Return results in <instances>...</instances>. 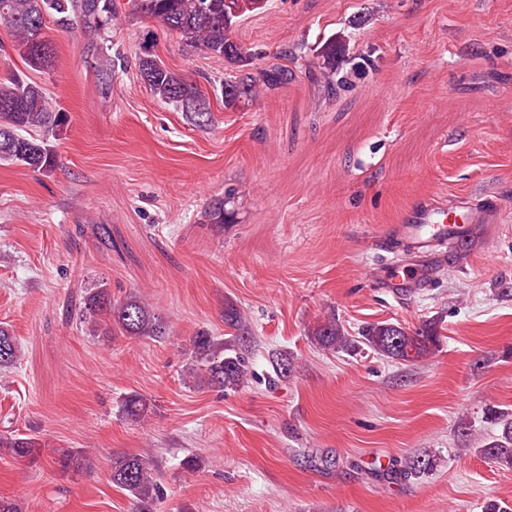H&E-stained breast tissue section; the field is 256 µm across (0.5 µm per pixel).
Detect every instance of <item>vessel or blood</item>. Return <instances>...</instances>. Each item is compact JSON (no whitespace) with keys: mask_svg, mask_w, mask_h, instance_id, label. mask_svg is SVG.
I'll return each mask as SVG.
<instances>
[{"mask_svg":"<svg viewBox=\"0 0 512 512\" xmlns=\"http://www.w3.org/2000/svg\"><path fill=\"white\" fill-rule=\"evenodd\" d=\"M492 216L491 209L472 206L462 198L447 203L421 199L395 227L412 261L395 267L390 284L410 286L423 280L426 271L418 267V259L439 264L446 261L449 253L467 250L475 230L489 224Z\"/></svg>","mask_w":512,"mask_h":512,"instance_id":"b4317fda","label":"vessel or blood"}]
</instances>
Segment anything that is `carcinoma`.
I'll return each mask as SVG.
<instances>
[{
  "label": "carcinoma",
  "mask_w": 512,
  "mask_h": 512,
  "mask_svg": "<svg viewBox=\"0 0 512 512\" xmlns=\"http://www.w3.org/2000/svg\"><path fill=\"white\" fill-rule=\"evenodd\" d=\"M252 0H128L130 8L162 22L186 42L224 58L235 73L224 84L231 90L222 91L224 107L236 108L244 102L273 91L293 77V71L275 66L254 75L249 72L254 53L232 40L228 32L246 11ZM118 13L115 0H0V20L12 35V47L27 68L39 71L49 67L54 46L47 40L45 29L50 18L66 25L78 16L96 31L112 26ZM348 35L339 31L319 42L315 58L322 59L319 67L325 70L326 87L335 94L351 88L349 75H339L336 55L345 50ZM141 80L160 100L173 104L191 114L196 121L209 118L210 101L204 92L182 75L168 68L150 52L138 58ZM68 114L54 111L43 87L19 75L0 81V161L18 163L34 171L50 172L57 164L50 138H56L68 124ZM219 199L206 213L211 224H224L229 212L224 200ZM117 326L121 333L132 338L159 341L168 335L167 324L150 305L136 297L123 301L112 299L106 285L86 293L81 310L82 323L89 331L100 332L102 319ZM224 323L232 330L229 338L217 342L206 333L194 337L191 367L188 374L198 383L220 390H235L244 383L249 372V361L241 353L249 339L246 318L236 308L224 309ZM363 342L377 354L404 362L417 361L428 355L439 342L437 325L426 322L413 331L393 323H377L366 329ZM317 344L329 349H345L351 339L330 321L319 327L314 336ZM0 369L18 364L20 349L11 331L0 326ZM151 411L150 402L141 395L132 394L122 403V413L130 420L140 421ZM501 434L485 444L479 452L501 468L512 469V418L498 417ZM5 447L20 458L33 452L34 442L14 438ZM58 463L66 470L82 469L85 459L79 452L59 453ZM429 454L412 457L404 469L406 474H420L430 470ZM112 484L129 492L136 501L137 512H155L162 490L157 470L140 455H116L110 460Z\"/></svg>",
  "instance_id": "carcinoma-1"
}]
</instances>
